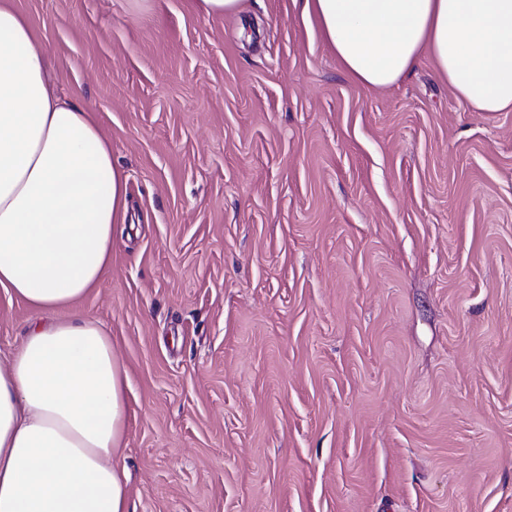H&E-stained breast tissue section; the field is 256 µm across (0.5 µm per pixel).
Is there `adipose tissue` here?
Wrapping results in <instances>:
<instances>
[{"label": "adipose tissue", "instance_id": "obj_1", "mask_svg": "<svg viewBox=\"0 0 512 512\" xmlns=\"http://www.w3.org/2000/svg\"><path fill=\"white\" fill-rule=\"evenodd\" d=\"M345 74L387 87L430 55L457 96L512 110V0H294ZM0 0V288L33 316L0 365V512H127V375L72 311L112 261L127 179L90 112L55 94Z\"/></svg>", "mask_w": 512, "mask_h": 512}]
</instances>
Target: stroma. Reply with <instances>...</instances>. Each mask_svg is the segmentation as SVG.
<instances>
[{
    "mask_svg": "<svg viewBox=\"0 0 512 512\" xmlns=\"http://www.w3.org/2000/svg\"><path fill=\"white\" fill-rule=\"evenodd\" d=\"M128 220L77 313L129 512H512V111L343 73L293 0H11ZM31 311L0 289V355ZM195 9L202 14L223 15L237 12L241 0H193Z\"/></svg>",
    "mask_w": 512,
    "mask_h": 512,
    "instance_id": "1",
    "label": "stroma"
}]
</instances>
